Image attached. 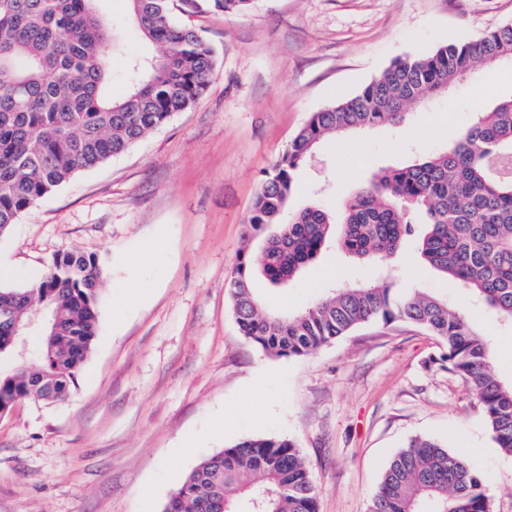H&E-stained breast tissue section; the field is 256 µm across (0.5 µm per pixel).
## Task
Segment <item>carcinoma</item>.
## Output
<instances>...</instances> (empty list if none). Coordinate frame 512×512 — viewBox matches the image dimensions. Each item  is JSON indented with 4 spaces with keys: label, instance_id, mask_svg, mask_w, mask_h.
I'll return each instance as SVG.
<instances>
[{
    "label": "carcinoma",
    "instance_id": "carcinoma-1",
    "mask_svg": "<svg viewBox=\"0 0 512 512\" xmlns=\"http://www.w3.org/2000/svg\"><path fill=\"white\" fill-rule=\"evenodd\" d=\"M101 0H0V236L39 199L78 172L120 154L193 106L214 70L213 52L174 11L209 4L226 14L253 0H129L130 14L155 48L133 59L129 93L114 99L115 31L124 25ZM512 61V24L478 38L399 57L351 97L311 113L262 181L248 218L252 236L279 223L296 172L329 136L397 125L407 109L445 95L481 67ZM425 226L417 235L416 226ZM422 259L503 321L512 323V96L478 113L447 147L403 167L372 173L339 217L311 204L239 257L229 282L242 336L269 356H308L370 322L415 324L442 344L431 363L469 379L498 448L512 456V381L495 369L485 334L462 306L387 276L342 285L304 309L263 310L254 275L286 285L335 244L359 259H387L411 238ZM104 283L99 258L58 255L31 286L0 287V416L23 401L64 400L97 337ZM40 305L55 321L42 328L28 381L14 366V327ZM164 512H318L312 468L289 439L254 437L202 460ZM369 512H492L482 477L448 445L411 439L384 469Z\"/></svg>",
    "mask_w": 512,
    "mask_h": 512
}]
</instances>
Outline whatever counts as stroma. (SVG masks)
I'll use <instances>...</instances> for the list:
<instances>
[{
  "instance_id": "35a3bbf8",
  "label": "stroma",
  "mask_w": 512,
  "mask_h": 512,
  "mask_svg": "<svg viewBox=\"0 0 512 512\" xmlns=\"http://www.w3.org/2000/svg\"><path fill=\"white\" fill-rule=\"evenodd\" d=\"M212 48L202 98L124 154L84 170L0 236V285L30 286L67 250L104 264L99 330L62 402L0 416V512H163L206 457L253 436L292 440L312 467L319 512H368L392 456L411 438L447 443L478 473L493 512H512V456L497 448L471 383L432 365L442 347L409 323L363 325L301 359L275 358L239 332L229 280L266 171L312 112L354 95L396 58L512 23V0H254L243 14H176ZM112 57L113 98L132 27ZM512 63L481 70L410 109L399 126L328 141L301 168L289 203L340 212L369 174L446 147L495 100ZM406 287L463 302L415 241L392 261ZM379 261L329 248L284 287L258 279L271 309L293 312L337 282L380 279ZM467 317L512 378V325Z\"/></svg>"
}]
</instances>
